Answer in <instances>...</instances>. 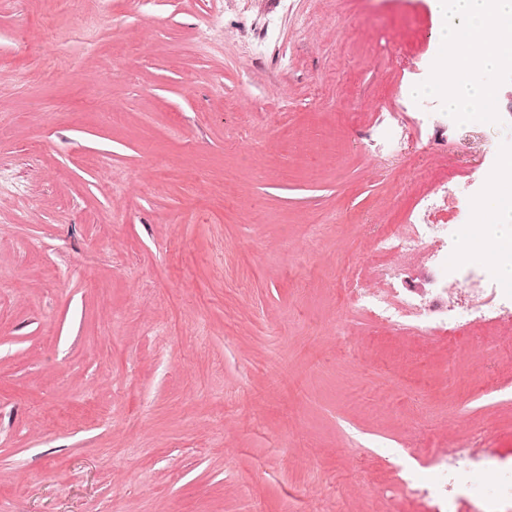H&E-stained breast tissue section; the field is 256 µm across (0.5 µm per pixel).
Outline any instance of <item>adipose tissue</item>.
I'll use <instances>...</instances> for the list:
<instances>
[{"instance_id": "1", "label": "adipose tissue", "mask_w": 512, "mask_h": 512, "mask_svg": "<svg viewBox=\"0 0 512 512\" xmlns=\"http://www.w3.org/2000/svg\"><path fill=\"white\" fill-rule=\"evenodd\" d=\"M444 18L438 32L430 91L444 96L448 117L468 121L494 111L500 87L493 75L512 63V0H435ZM489 193L476 203L483 220L504 225L499 238L484 244L495 270L512 272V154L500 157Z\"/></svg>"}]
</instances>
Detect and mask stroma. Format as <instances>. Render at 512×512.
Listing matches in <instances>:
<instances>
[{
    "mask_svg": "<svg viewBox=\"0 0 512 512\" xmlns=\"http://www.w3.org/2000/svg\"><path fill=\"white\" fill-rule=\"evenodd\" d=\"M438 25L432 0H0V512H446L427 453L471 438L498 464L459 497L512 505V324L452 345L342 299L361 270L466 302L432 243L374 257L424 194L434 224L474 210L512 140L507 70L492 114L444 118Z\"/></svg>",
    "mask_w": 512,
    "mask_h": 512,
    "instance_id": "obj_1",
    "label": "stroma"
}]
</instances>
